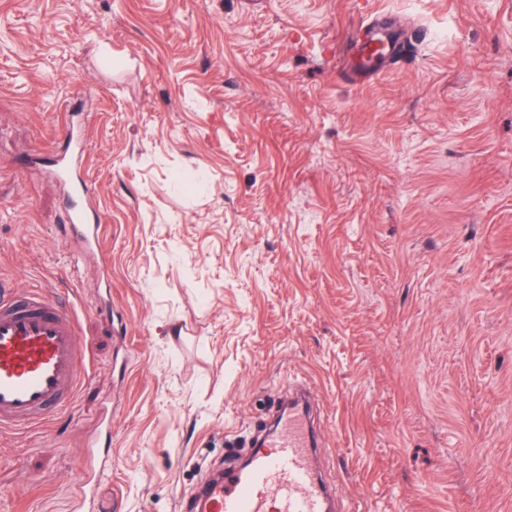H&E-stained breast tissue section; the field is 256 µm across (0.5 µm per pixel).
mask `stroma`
I'll return each instance as SVG.
<instances>
[{
    "label": "stroma",
    "instance_id": "1",
    "mask_svg": "<svg viewBox=\"0 0 512 512\" xmlns=\"http://www.w3.org/2000/svg\"><path fill=\"white\" fill-rule=\"evenodd\" d=\"M1 278L96 370L0 431V512H71L106 428L95 512H179L300 384L362 512H512V0H0ZM79 157L67 154L54 156V172L64 181L70 193L77 199V205L70 213L72 234L89 247L99 245L100 224L90 223L88 215V192L84 179L78 174Z\"/></svg>",
    "mask_w": 512,
    "mask_h": 512
}]
</instances>
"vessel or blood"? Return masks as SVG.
I'll use <instances>...</instances> for the list:
<instances>
[{
    "label": "vessel or blood",
    "instance_id": "b4317fda",
    "mask_svg": "<svg viewBox=\"0 0 512 512\" xmlns=\"http://www.w3.org/2000/svg\"><path fill=\"white\" fill-rule=\"evenodd\" d=\"M78 165L75 156H58L54 172L77 200L69 216L72 234L95 247L100 227L89 219ZM83 314L80 303L0 289V430H29L72 408L81 384L95 370L80 338ZM315 445L306 402L290 398L265 448L254 452L247 465L226 469L195 491L187 512H352V502L334 499L322 482Z\"/></svg>",
    "mask_w": 512,
    "mask_h": 512
}]
</instances>
